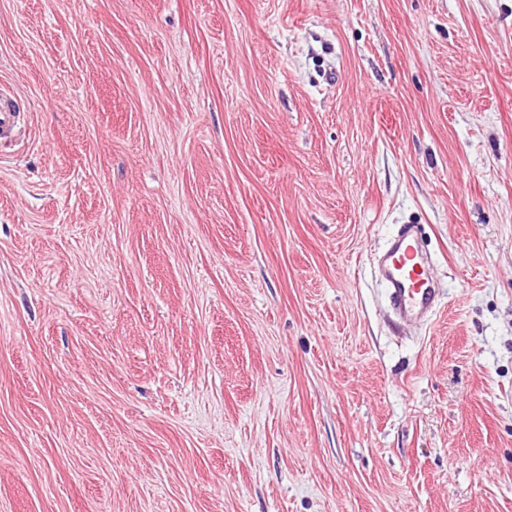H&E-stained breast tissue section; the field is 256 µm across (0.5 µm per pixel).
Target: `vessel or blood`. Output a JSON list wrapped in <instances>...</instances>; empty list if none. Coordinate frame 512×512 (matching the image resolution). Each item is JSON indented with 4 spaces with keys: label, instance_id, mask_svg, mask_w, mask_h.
Instances as JSON below:
<instances>
[{
    "label": "vessel or blood",
    "instance_id": "b4317fda",
    "mask_svg": "<svg viewBox=\"0 0 512 512\" xmlns=\"http://www.w3.org/2000/svg\"><path fill=\"white\" fill-rule=\"evenodd\" d=\"M19 117L11 98L0 93V140L12 139ZM381 276L392 307L406 318L432 314L442 290L430 272L413 225H403L381 255Z\"/></svg>",
    "mask_w": 512,
    "mask_h": 512
}]
</instances>
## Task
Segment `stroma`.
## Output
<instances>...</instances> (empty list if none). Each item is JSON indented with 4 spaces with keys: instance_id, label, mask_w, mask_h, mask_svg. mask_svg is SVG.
Segmentation results:
<instances>
[{
    "instance_id": "obj_1",
    "label": "stroma",
    "mask_w": 512,
    "mask_h": 512,
    "mask_svg": "<svg viewBox=\"0 0 512 512\" xmlns=\"http://www.w3.org/2000/svg\"><path fill=\"white\" fill-rule=\"evenodd\" d=\"M0 90V512H512V0H0ZM19 113L11 98L0 92V140L12 139L17 130ZM381 276L392 307L406 318H430L437 308L442 288L430 272L415 228L403 225L381 255Z\"/></svg>"
}]
</instances>
